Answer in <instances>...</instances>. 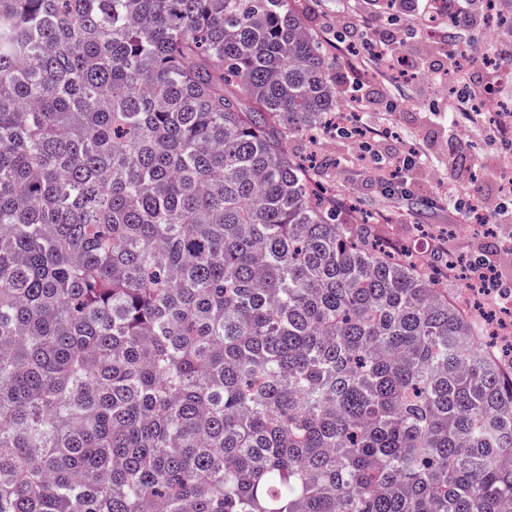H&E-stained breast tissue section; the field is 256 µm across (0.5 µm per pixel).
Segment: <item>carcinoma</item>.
Here are the masks:
<instances>
[{
    "mask_svg": "<svg viewBox=\"0 0 512 512\" xmlns=\"http://www.w3.org/2000/svg\"><path fill=\"white\" fill-rule=\"evenodd\" d=\"M295 0H0V512H512V368L288 140Z\"/></svg>",
    "mask_w": 512,
    "mask_h": 512,
    "instance_id": "carcinoma-1",
    "label": "carcinoma"
}]
</instances>
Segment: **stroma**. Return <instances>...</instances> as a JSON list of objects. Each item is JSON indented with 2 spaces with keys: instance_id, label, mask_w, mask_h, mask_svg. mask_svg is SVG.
<instances>
[{
  "instance_id": "obj_1",
  "label": "stroma",
  "mask_w": 512,
  "mask_h": 512,
  "mask_svg": "<svg viewBox=\"0 0 512 512\" xmlns=\"http://www.w3.org/2000/svg\"><path fill=\"white\" fill-rule=\"evenodd\" d=\"M295 7L307 27L324 40L350 18L369 23L381 34L393 31L398 37L413 35L420 41L432 31L442 37L449 32L444 8L426 6L424 0H405L403 20L395 25L384 20L381 0H296ZM407 71L404 78L363 77L364 109L349 116L353 122L377 123L383 87L397 85L401 107L389 123L390 135L382 138L377 148L383 155L394 156L413 146L426 158L425 165L404 173V193L386 195L380 181L370 178L354 141L345 138L321 140L318 177L335 184L342 205L351 209L352 221L370 222L386 242L402 245L409 254L424 260L441 254L466 259L478 253L494 261L504 279L512 283V257L502 249L503 233L512 230V208L499 217L494 228L477 225L463 235L457 226L464 215L449 206L446 193L448 185L457 184L464 195L473 198L498 196L501 184L512 172V155H499L497 123L486 114L476 117L461 137L462 152L449 158L448 140L454 129L448 115L465 113L468 107L442 87H426L425 75L415 66H408ZM430 100L436 112H429L426 103Z\"/></svg>"
}]
</instances>
